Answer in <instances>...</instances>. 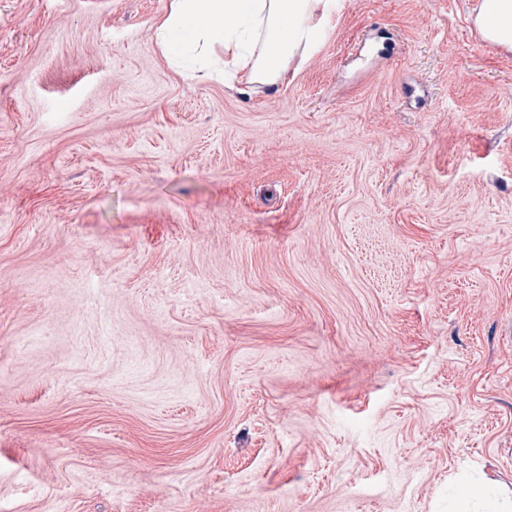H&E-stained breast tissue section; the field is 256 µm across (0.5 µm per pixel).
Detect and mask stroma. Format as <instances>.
<instances>
[{
	"label": "stroma",
	"instance_id": "1",
	"mask_svg": "<svg viewBox=\"0 0 512 512\" xmlns=\"http://www.w3.org/2000/svg\"><path fill=\"white\" fill-rule=\"evenodd\" d=\"M340 0L189 79L171 0H0V512H448L512 492V50Z\"/></svg>",
	"mask_w": 512,
	"mask_h": 512
}]
</instances>
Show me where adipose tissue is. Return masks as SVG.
Instances as JSON below:
<instances>
[{"instance_id": "adipose-tissue-1", "label": "adipose tissue", "mask_w": 512, "mask_h": 512, "mask_svg": "<svg viewBox=\"0 0 512 512\" xmlns=\"http://www.w3.org/2000/svg\"><path fill=\"white\" fill-rule=\"evenodd\" d=\"M336 0H172L154 38L166 57L185 35L200 58L223 59L245 84L285 79L297 55L315 44L319 19ZM475 22L494 43L512 49V0H479Z\"/></svg>"}]
</instances>
